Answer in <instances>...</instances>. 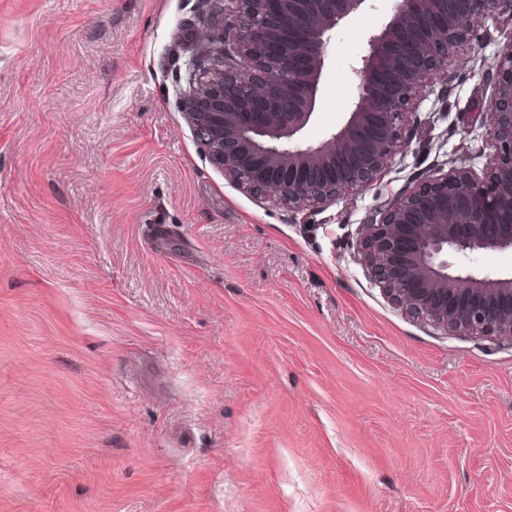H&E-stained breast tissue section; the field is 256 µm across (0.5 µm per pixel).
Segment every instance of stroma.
<instances>
[{
	"instance_id": "35a3bbf8",
	"label": "stroma",
	"mask_w": 512,
	"mask_h": 512,
	"mask_svg": "<svg viewBox=\"0 0 512 512\" xmlns=\"http://www.w3.org/2000/svg\"><path fill=\"white\" fill-rule=\"evenodd\" d=\"M202 4L0 0V512H512V343L407 314L357 251L417 183L485 169L512 15L366 188L302 211L186 120ZM393 6L333 34L305 143Z\"/></svg>"
}]
</instances>
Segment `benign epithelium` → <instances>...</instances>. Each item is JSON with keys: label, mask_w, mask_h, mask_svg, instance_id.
<instances>
[{"label": "benign epithelium", "mask_w": 512, "mask_h": 512, "mask_svg": "<svg viewBox=\"0 0 512 512\" xmlns=\"http://www.w3.org/2000/svg\"><path fill=\"white\" fill-rule=\"evenodd\" d=\"M207 31L184 62L180 103L210 160L240 187L296 210L367 185L401 147L413 97L479 21L512 0H395L350 70L342 126L316 145L312 122L332 34L366 0H204ZM494 153L484 176L455 168L414 186L363 225L375 284L445 331L512 342V273L457 268L453 255L512 253V41L497 61L486 117Z\"/></svg>", "instance_id": "1"}]
</instances>
